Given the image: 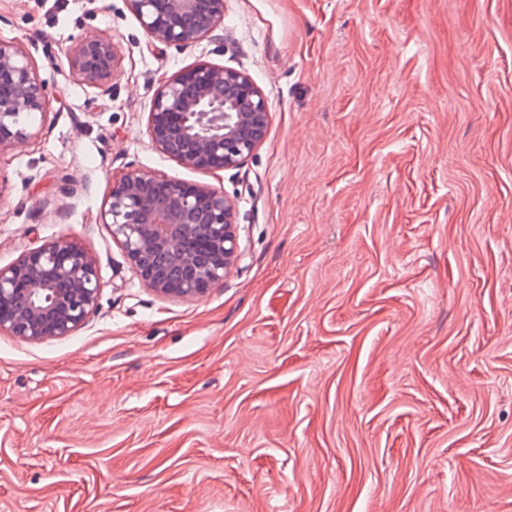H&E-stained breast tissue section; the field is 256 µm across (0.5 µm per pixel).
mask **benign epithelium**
<instances>
[{"label": "benign epithelium", "instance_id": "1", "mask_svg": "<svg viewBox=\"0 0 512 512\" xmlns=\"http://www.w3.org/2000/svg\"><path fill=\"white\" fill-rule=\"evenodd\" d=\"M153 42L177 48L213 36L224 0H127ZM85 84L113 81L120 56L112 40L85 37L64 51ZM49 96L28 55L0 40V150L31 139L32 119ZM270 113L262 90L244 72L197 64L160 83L148 115L156 151L190 170L239 167L262 145ZM112 240L149 291L162 299L204 297L242 261L234 203L223 192L130 170L112 181L99 213ZM96 257L59 239L0 266V331L26 342L71 336L98 306Z\"/></svg>", "mask_w": 512, "mask_h": 512}]
</instances>
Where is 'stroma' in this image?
Segmentation results:
<instances>
[{
	"label": "stroma",
	"instance_id": "obj_1",
	"mask_svg": "<svg viewBox=\"0 0 512 512\" xmlns=\"http://www.w3.org/2000/svg\"><path fill=\"white\" fill-rule=\"evenodd\" d=\"M219 32L0 0L50 98L0 151V265L68 238L101 282L74 335L0 332V512H512V0H224ZM93 34L106 91L63 55ZM199 63L268 102L239 168L151 145L160 82ZM131 169L234 202L244 257L204 297L155 296L100 223ZM70 70L85 84L100 87L113 81L120 68V56L111 39L86 36L74 48L64 51Z\"/></svg>",
	"mask_w": 512,
	"mask_h": 512
}]
</instances>
